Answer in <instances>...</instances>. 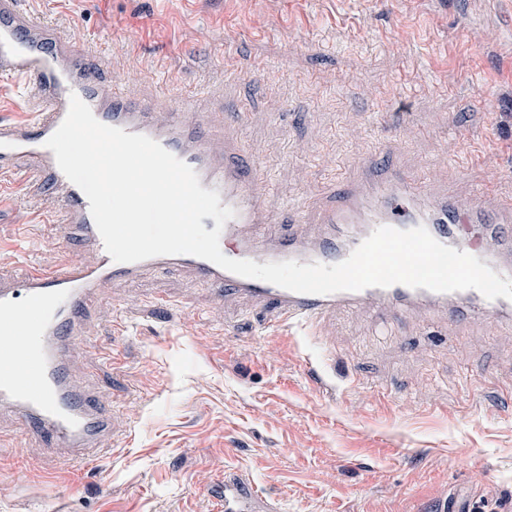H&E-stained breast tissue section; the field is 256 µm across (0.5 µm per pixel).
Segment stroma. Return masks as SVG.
<instances>
[{
    "instance_id": "obj_1",
    "label": "stroma",
    "mask_w": 512,
    "mask_h": 512,
    "mask_svg": "<svg viewBox=\"0 0 512 512\" xmlns=\"http://www.w3.org/2000/svg\"><path fill=\"white\" fill-rule=\"evenodd\" d=\"M136 102L189 98L268 181L265 235L326 236L322 209L366 175L422 202H512V0H22ZM0 176V275L94 256ZM70 362L119 415L79 469L0 419V512H210L225 472L281 512H512V318L330 310L340 398L295 328L186 269L105 284ZM329 359L326 355L314 356L311 355L307 358V365L312 370L317 379L316 383L321 387V390L326 394L335 397L336 396V376L330 370ZM318 365L321 368L322 375L312 367V365Z\"/></svg>"
}]
</instances>
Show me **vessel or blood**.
Returning a JSON list of instances; mask_svg holds the SVG:
<instances>
[{
	"instance_id": "b4317fda",
	"label": "vessel or blood",
	"mask_w": 512,
	"mask_h": 512,
	"mask_svg": "<svg viewBox=\"0 0 512 512\" xmlns=\"http://www.w3.org/2000/svg\"><path fill=\"white\" fill-rule=\"evenodd\" d=\"M97 53L92 44L75 52L67 50L57 24L23 11L20 0H0V75L18 80L33 114L26 122H0V174L23 175L28 200L56 210L60 234L79 229L95 254L91 264L71 261L49 272L34 270L18 279L0 278V365H10L9 371L0 369V410H8L26 424L29 438L43 448L77 466L97 462L107 453L112 412L101 406L93 391L76 386L69 373L70 357L84 342L81 321L107 282L132 279L151 267L188 268L201 285L250 296L303 332L340 305L370 306L394 314L403 303L414 302L420 312L428 314L448 302V294L403 284L329 295L295 293L237 276L192 255L114 262L105 250L86 195L66 178L46 146L74 95L101 123L151 137L193 168L204 189L219 192L222 205L235 211L220 236L222 252L233 259L259 264L284 260L301 265L336 264L382 225L404 230L422 225L444 244L448 225L464 228L476 223L477 209L471 204L452 207L444 199L418 209L413 203L414 180L393 174L348 191L340 204L322 214V223L340 230L343 248L328 241L310 247L290 228L277 240L266 241L261 228L268 217L258 163L245 160L229 141L224 144L223 157L214 158L215 140L206 133L205 120L190 113L186 99L159 111L131 102L122 90L99 81L86 68L88 59ZM488 245V235L479 234L469 252L500 277L512 278V262L491 259ZM461 296L470 302L462 316L476 322L512 306L510 300H489L475 290L462 291ZM307 362L320 367L317 383L322 391L335 395L336 377L327 357L312 355ZM213 500L216 512H273L253 485L235 475H225Z\"/></svg>"
}]
</instances>
